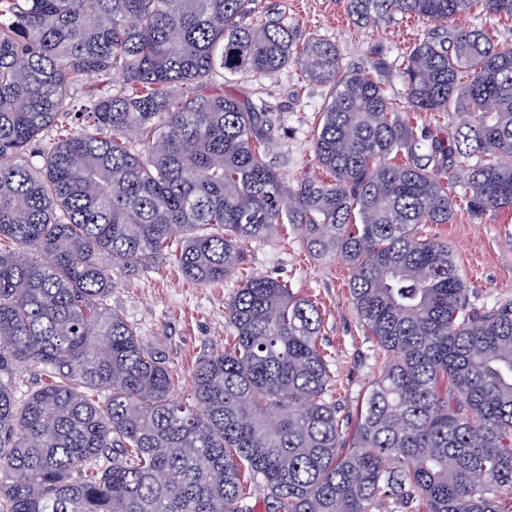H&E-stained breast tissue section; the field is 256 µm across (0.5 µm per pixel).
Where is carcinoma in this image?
Segmentation results:
<instances>
[{
  "mask_svg": "<svg viewBox=\"0 0 512 512\" xmlns=\"http://www.w3.org/2000/svg\"><path fill=\"white\" fill-rule=\"evenodd\" d=\"M255 0H0V502L4 512H509L512 300L478 306L448 245L468 212L512 208V45L456 25L393 67L346 70ZM512 0H344L357 25L436 21ZM290 65L326 88L313 153L329 179L285 184L266 106L224 75ZM115 94L75 104L86 79ZM447 112L452 141L415 117ZM78 115L89 129L68 132ZM292 224L342 260L361 326L388 364L353 432L329 397L320 310L288 282L241 280L229 345L174 376L112 310V277L171 256L207 285L243 244ZM50 381L19 405L14 369ZM183 386L186 397L174 396Z\"/></svg>",
  "mask_w": 512,
  "mask_h": 512,
  "instance_id": "carcinoma-1",
  "label": "carcinoma"
}]
</instances>
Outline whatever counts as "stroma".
Returning <instances> with one entry per match:
<instances>
[{"label": "stroma", "instance_id": "stroma-1", "mask_svg": "<svg viewBox=\"0 0 512 512\" xmlns=\"http://www.w3.org/2000/svg\"><path fill=\"white\" fill-rule=\"evenodd\" d=\"M256 8L287 18L300 39L320 37L336 43L348 70L363 67L371 47H379L391 61L414 42L444 28L440 22L425 23L401 14L379 29L357 26L348 19L343 0H256ZM225 88L242 99L268 105V117L277 129L271 156L284 182L322 176L312 141L321 120L323 86L308 82L291 66L275 77L250 75L226 83ZM422 234L453 250L474 303L512 299V209L489 210L475 219L461 207L451 223L423 226ZM302 235L301 229L287 225L271 238L246 243L237 276L219 283L188 280L166 257L129 273L113 274L112 307L183 377L202 357L223 349L229 334L224 311L242 278L261 274L287 281L297 297L317 302L319 344L330 356L334 396L344 413H355L386 358L360 325L350 299L347 267L314 255Z\"/></svg>", "mask_w": 512, "mask_h": 512}]
</instances>
